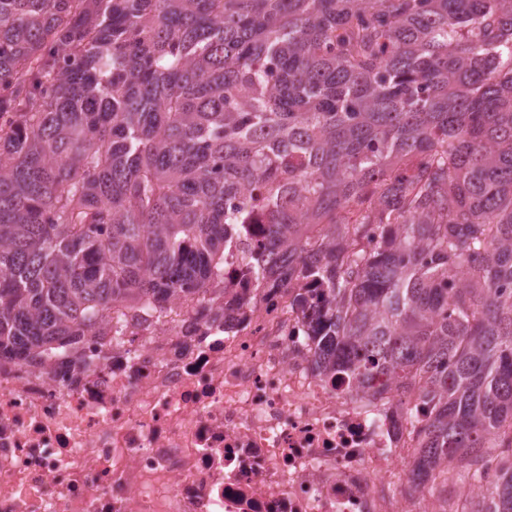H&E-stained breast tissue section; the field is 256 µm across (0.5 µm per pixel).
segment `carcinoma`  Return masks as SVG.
<instances>
[{
	"mask_svg": "<svg viewBox=\"0 0 512 512\" xmlns=\"http://www.w3.org/2000/svg\"><path fill=\"white\" fill-rule=\"evenodd\" d=\"M229 255L512 512V0H0V359L221 284L232 329Z\"/></svg>",
	"mask_w": 512,
	"mask_h": 512,
	"instance_id": "obj_1",
	"label": "carcinoma"
}]
</instances>
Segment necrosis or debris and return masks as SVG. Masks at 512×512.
<instances>
[{
	"mask_svg": "<svg viewBox=\"0 0 512 512\" xmlns=\"http://www.w3.org/2000/svg\"><path fill=\"white\" fill-rule=\"evenodd\" d=\"M245 298L233 331L200 304L109 312L120 342L0 362V512H442L407 494L420 420L315 373L297 287Z\"/></svg>",
	"mask_w": 512,
	"mask_h": 512,
	"instance_id": "4bbe7bcc",
	"label": "necrosis or debris"
}]
</instances>
